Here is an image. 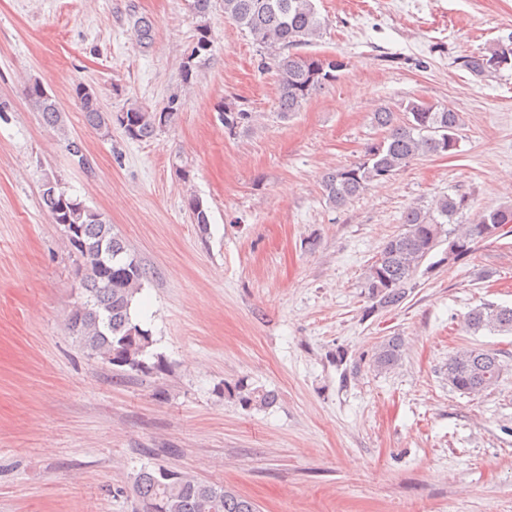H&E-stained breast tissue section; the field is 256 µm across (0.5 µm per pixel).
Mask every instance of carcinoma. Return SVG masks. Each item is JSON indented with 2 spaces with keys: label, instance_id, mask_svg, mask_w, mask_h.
I'll list each match as a JSON object with an SVG mask.
<instances>
[{
  "label": "carcinoma",
  "instance_id": "cac0c4a2",
  "mask_svg": "<svg viewBox=\"0 0 512 512\" xmlns=\"http://www.w3.org/2000/svg\"><path fill=\"white\" fill-rule=\"evenodd\" d=\"M222 2L224 18L252 36L258 47L259 67L276 72L280 117L285 119L300 111L314 95L335 82L337 70L345 67L332 56L293 52L297 47L313 44L321 35L324 21L314 0ZM210 42L208 26L200 25L191 53L182 65L185 78L191 77L194 60L203 56L202 47ZM508 65L512 66V36L464 61V66L478 77ZM73 94L92 128L107 136L115 122L129 139L137 141L152 138L161 128L173 124L181 107L180 97L172 95L159 111L131 105L114 115L101 109L96 93L87 85L75 84ZM25 95L48 127L65 133L62 111L44 83L36 80L26 85ZM252 119V113L236 103L224 104V128L228 134L249 126ZM374 122L383 130V139L370 146L361 161L323 176V195L335 208L346 206L370 185L389 179L418 156L453 153L463 117L447 106L410 102L402 117L388 107L378 108ZM41 200L53 223L65 225L82 271V299L68 315L69 330L91 355L114 366L149 372L152 367L144 356L152 340L130 313L145 276L143 267L128 253L125 242L112 233V224L102 212L68 195L65 189L50 186L47 179L42 184ZM470 204L466 195H443L427 211L407 208L402 216V231L383 242L364 272L362 287L375 307L388 309L403 303L416 286L422 262L437 248L442 236H448V246L456 249L454 262L460 263L473 255L479 243L495 238V230L512 223V208L508 207L483 214L475 224L454 223ZM186 208L199 230H207L209 220L202 201L190 197ZM447 224L451 225L448 230ZM466 326L475 331L511 332L512 307L485 303L468 314ZM402 347L398 336L382 342L373 355L374 370L394 369L401 361ZM502 370L497 352L483 347L466 348L448 358V384L462 394L480 393L498 382ZM134 490L141 512H258L250 498L228 486L163 467L142 470L135 479Z\"/></svg>",
  "mask_w": 512,
  "mask_h": 512
}]
</instances>
